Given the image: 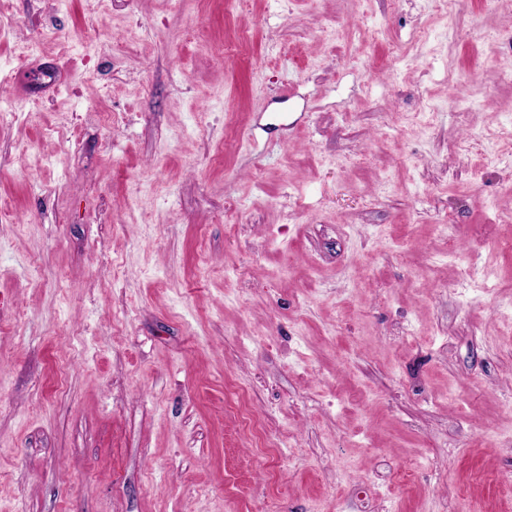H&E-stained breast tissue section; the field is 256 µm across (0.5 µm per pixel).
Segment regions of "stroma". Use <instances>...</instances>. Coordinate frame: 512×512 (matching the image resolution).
<instances>
[{
  "mask_svg": "<svg viewBox=\"0 0 512 512\" xmlns=\"http://www.w3.org/2000/svg\"><path fill=\"white\" fill-rule=\"evenodd\" d=\"M5 2L0 512H512V12Z\"/></svg>",
  "mask_w": 512,
  "mask_h": 512,
  "instance_id": "1",
  "label": "stroma"
}]
</instances>
